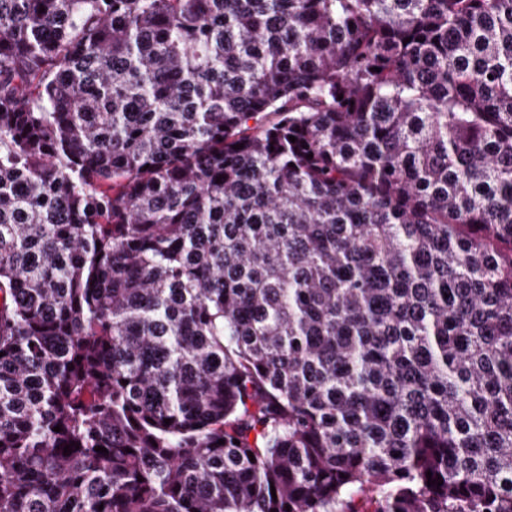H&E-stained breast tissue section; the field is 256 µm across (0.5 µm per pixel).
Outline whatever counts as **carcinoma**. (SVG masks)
<instances>
[{
	"label": "carcinoma",
	"instance_id": "carcinoma-1",
	"mask_svg": "<svg viewBox=\"0 0 512 512\" xmlns=\"http://www.w3.org/2000/svg\"><path fill=\"white\" fill-rule=\"evenodd\" d=\"M0 352V512H512V0H0Z\"/></svg>",
	"mask_w": 512,
	"mask_h": 512
}]
</instances>
